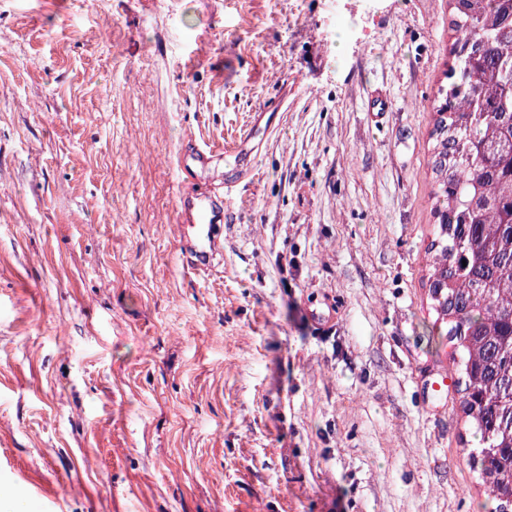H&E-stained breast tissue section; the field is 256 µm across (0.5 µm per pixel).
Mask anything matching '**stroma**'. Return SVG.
I'll return each instance as SVG.
<instances>
[{
	"instance_id": "35a3bbf8",
	"label": "stroma",
	"mask_w": 512,
	"mask_h": 512,
	"mask_svg": "<svg viewBox=\"0 0 512 512\" xmlns=\"http://www.w3.org/2000/svg\"><path fill=\"white\" fill-rule=\"evenodd\" d=\"M450 18L0 0V486L32 512H488L457 386L426 390L454 369L424 265ZM264 105L222 269L187 272L179 201L224 168L177 155Z\"/></svg>"
}]
</instances>
